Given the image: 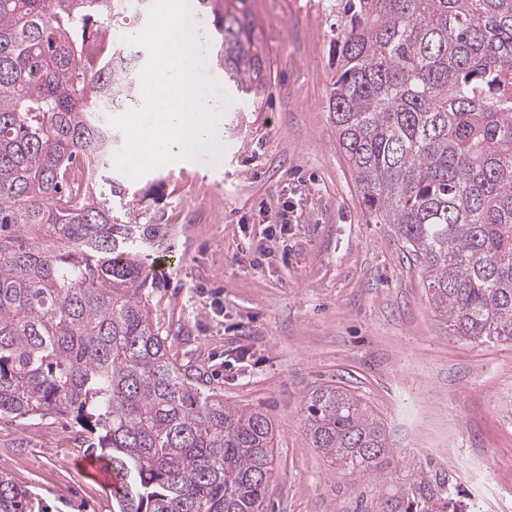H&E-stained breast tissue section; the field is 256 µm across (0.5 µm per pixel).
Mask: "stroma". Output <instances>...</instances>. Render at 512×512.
Masks as SVG:
<instances>
[{
	"label": "stroma",
	"mask_w": 512,
	"mask_h": 512,
	"mask_svg": "<svg viewBox=\"0 0 512 512\" xmlns=\"http://www.w3.org/2000/svg\"><path fill=\"white\" fill-rule=\"evenodd\" d=\"M344 0H252L269 64L261 103L229 104L218 164L149 173L170 236L153 253L171 352L225 404L275 428L265 512H367L410 467L454 475L475 512H512V344L456 336L392 225L369 223L329 114ZM320 385L361 395L386 428L384 475L313 448ZM73 416L0 417V470L29 512H113L82 467Z\"/></svg>",
	"instance_id": "35a3bbf8"
}]
</instances>
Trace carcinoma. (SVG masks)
<instances>
[{
	"instance_id": "cac0c4a2",
	"label": "carcinoma",
	"mask_w": 512,
	"mask_h": 512,
	"mask_svg": "<svg viewBox=\"0 0 512 512\" xmlns=\"http://www.w3.org/2000/svg\"><path fill=\"white\" fill-rule=\"evenodd\" d=\"M152 0H0V416L75 414L108 463L115 512H264L273 426L201 391L153 313L143 250L169 232L107 173L101 115L137 99ZM209 10L224 81L257 99L267 58L250 0ZM329 112L372 224H391L457 336L512 343V0H346ZM339 470L383 474L391 448L343 386L304 405ZM28 496L0 471V512ZM375 512H472L455 478L408 471Z\"/></svg>"
}]
</instances>
